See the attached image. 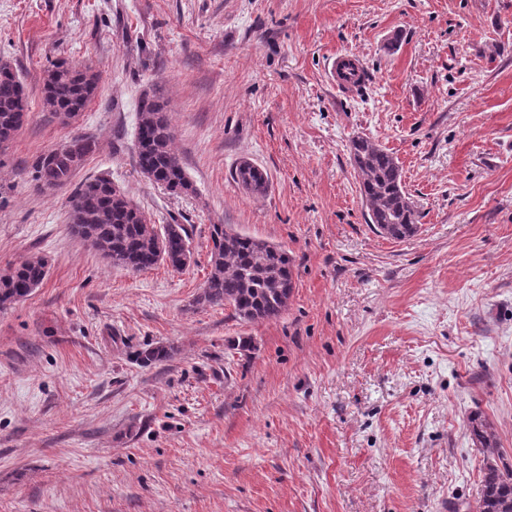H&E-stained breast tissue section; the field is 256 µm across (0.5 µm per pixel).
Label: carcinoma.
I'll return each mask as SVG.
<instances>
[{
  "instance_id": "carcinoma-1",
  "label": "carcinoma",
  "mask_w": 512,
  "mask_h": 512,
  "mask_svg": "<svg viewBox=\"0 0 512 512\" xmlns=\"http://www.w3.org/2000/svg\"><path fill=\"white\" fill-rule=\"evenodd\" d=\"M98 87L90 69L77 70L66 62L53 64L43 82V103L61 121L84 111ZM23 86L7 63H0V153L6 150L26 120ZM174 128L161 97L145 94L137 106L135 157L138 172L152 185L173 196L195 193L183 163L173 149ZM95 149L85 136L37 156L31 164L33 180L55 188L70 183L75 170ZM350 157L367 209V223L391 239L417 232L419 212L402 183L398 162L369 139L350 141ZM234 179L253 196L267 189V177L248 161L235 169ZM72 231L108 263L132 272L163 264L185 270L193 253L184 224L150 222L124 192L105 177L88 178L71 198ZM210 270L192 306H230L242 322L279 319L288 308L294 288L291 258L280 246L234 230L227 224L210 225ZM47 263L32 257L0 272V310L27 297L47 276ZM174 348L157 346L137 353L143 366L172 357ZM473 440L487 457L482 497L476 512H512V467L499 466L502 451L494 424L480 415L470 419Z\"/></svg>"
}]
</instances>
